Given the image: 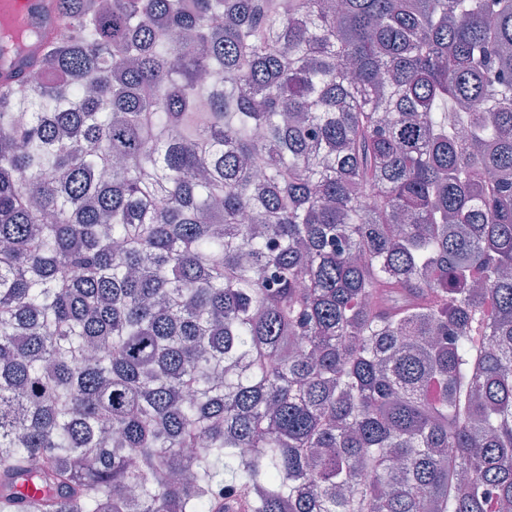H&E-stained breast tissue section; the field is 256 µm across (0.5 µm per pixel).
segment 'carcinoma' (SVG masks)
Here are the masks:
<instances>
[{"label":"carcinoma","instance_id":"obj_1","mask_svg":"<svg viewBox=\"0 0 512 512\" xmlns=\"http://www.w3.org/2000/svg\"><path fill=\"white\" fill-rule=\"evenodd\" d=\"M54 2L0 79V500L512 512V0ZM37 51V43L16 46L12 53L0 57V72L5 75H15L24 71L27 64Z\"/></svg>","mask_w":512,"mask_h":512}]
</instances>
